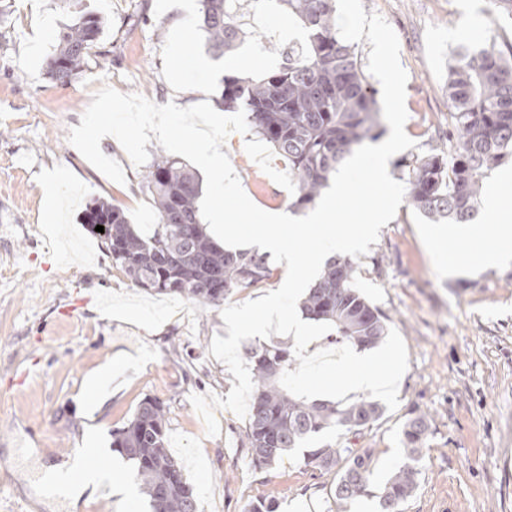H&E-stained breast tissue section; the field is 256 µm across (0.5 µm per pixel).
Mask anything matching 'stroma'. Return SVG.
I'll return each instance as SVG.
<instances>
[{
    "label": "stroma",
    "mask_w": 512,
    "mask_h": 512,
    "mask_svg": "<svg viewBox=\"0 0 512 512\" xmlns=\"http://www.w3.org/2000/svg\"><path fill=\"white\" fill-rule=\"evenodd\" d=\"M198 0H0V512H149L112 432L147 395L169 405V447L192 484L199 512H246L259 498L277 512H356L335 495L338 471L307 465L306 451L330 444L371 451L367 512L403 460L401 431L427 417L418 484L401 512H512V266L449 276L432 233H455L408 204L358 256L356 285L389 318L408 349L399 405L364 427L330 429L258 470L239 446L243 418L219 408L221 433L208 435L194 394L227 396L235 381L209 352L227 337L218 310L133 286L82 221L98 200L120 206L130 223L153 218L143 168L104 137L105 155L124 169L117 184L68 141L96 91L110 86L156 104L218 103L224 75H256L279 65L302 27L271 0H240L245 33L236 58L215 59L198 30ZM400 41L407 135L413 148L388 163L449 149L448 65L460 29L512 51V23H492L487 0H363ZM99 13L104 33L82 72L66 86L45 74L60 30L75 10ZM247 196L263 210L288 209V163L255 132L223 146ZM60 177L57 214L45 185ZM98 449L110 469L75 505L45 502L42 465L71 463Z\"/></svg>",
    "instance_id": "stroma-1"
}]
</instances>
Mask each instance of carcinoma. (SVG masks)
Segmentation results:
<instances>
[{
  "label": "carcinoma",
  "mask_w": 512,
  "mask_h": 512,
  "mask_svg": "<svg viewBox=\"0 0 512 512\" xmlns=\"http://www.w3.org/2000/svg\"><path fill=\"white\" fill-rule=\"evenodd\" d=\"M198 27L214 57L232 54L242 42L238 0H199ZM286 19L306 31V40L288 48L279 66L257 76H224L222 106L245 112L251 127L288 160L295 185L291 207L316 204L339 165L358 147L381 134L382 108L353 46L339 35L336 0H277ZM488 14L512 21V0H489ZM101 16L82 12L58 35L46 74L65 86L82 71L103 33ZM448 100L457 137L453 156L445 151L417 155L407 163V202L439 221L467 224L478 214L484 180L512 157V59L495 43L472 39L453 52L448 68ZM153 196L154 230L146 236L119 207L99 201L85 210L83 222L104 227L97 236L112 265L135 286L186 298L214 309L230 294L256 288L270 277L267 257L229 251L215 242L202 221L198 176L161 153L145 175ZM356 266L333 256L309 288L300 307L313 321L329 323L336 338L353 347L376 346L388 331V318L355 286ZM254 391L240 444L256 469L328 429L362 427L380 416L379 403L361 398L349 404L308 402L286 391L281 375L295 358L279 341L246 348ZM168 406L144 397L132 416L112 431V450L132 466L152 512H199L193 487L167 447ZM427 424L410 419L404 430V460L380 494L382 512H399L416 488ZM307 464L339 468L336 499L367 492L373 475L368 452L330 444L311 450Z\"/></svg>",
  "instance_id": "1"
}]
</instances>
